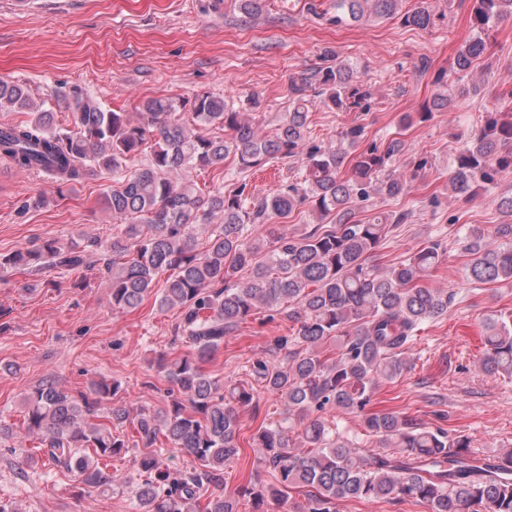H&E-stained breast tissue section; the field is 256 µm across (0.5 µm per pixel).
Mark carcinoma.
Returning a JSON list of instances; mask_svg holds the SVG:
<instances>
[{
    "mask_svg": "<svg viewBox=\"0 0 512 512\" xmlns=\"http://www.w3.org/2000/svg\"><path fill=\"white\" fill-rule=\"evenodd\" d=\"M400 2L334 0L336 22L360 21L368 11L390 18ZM509 19L512 0H473L477 36L457 51L449 70H469L487 50L491 23ZM406 22L427 28L433 17L423 6ZM322 59L310 78L291 84L290 106L271 136L244 119V112L265 107L258 92L239 101L203 92L189 104L149 98L135 120L74 85L71 120L62 125L24 85L0 80V111L28 114L0 125V158L50 176L60 189L110 175L101 205L119 220L110 241L62 247L47 239L0 256V268L96 270L108 282L112 310L131 313L153 294L158 309L177 310L176 333L192 347L185 355L157 358L170 384L160 414L131 415L114 380L73 391L46 379L24 396L26 435L39 440L48 461L73 473L79 493L114 491L108 460L137 448L140 512H238L239 495L250 496L253 512H274L288 506L294 491L305 494L295 512H337L352 499L412 501L427 512H512L511 448L494 463H479L464 435L393 411H367L377 389L408 369L407 351L421 326L448 314L454 295L426 285L444 252L438 240L396 265L370 263L385 224L379 216L358 218L357 205L373 196L399 200L416 173L389 168L401 140L382 150L365 143L360 124L338 132L334 146L311 137V97L331 110L362 112L371 96L348 65L328 51ZM213 128L224 135L210 134ZM140 155V165L132 166ZM230 157L240 174L293 159L298 181L276 195L250 198L244 182L227 193L222 183L198 185L197 175L224 167ZM510 167L512 120L487 112L456 155L451 188L467 194ZM307 203L313 216L330 217L332 224L295 238L272 223ZM216 217L221 221L214 224ZM205 225L211 230L200 243L198 229ZM462 243L471 256L470 282H512L511 221L491 231L473 225ZM262 250L266 259L255 261ZM246 267L252 277L242 282L237 274ZM259 309L285 316L293 323L291 335L278 337L266 357L250 365V383L223 384L208 375L203 364ZM329 341L335 351L327 354ZM482 345L481 371L512 376L511 312L484 322ZM264 391L284 399L285 410L251 440L259 464L277 474L278 487L244 486L236 496L209 492L224 483V465L240 450L239 409ZM106 401L112 406L103 416ZM332 409L361 418L383 451L363 454L322 417ZM175 451L195 465L171 469L164 456Z\"/></svg>",
    "mask_w": 512,
    "mask_h": 512,
    "instance_id": "obj_1",
    "label": "carcinoma"
}]
</instances>
